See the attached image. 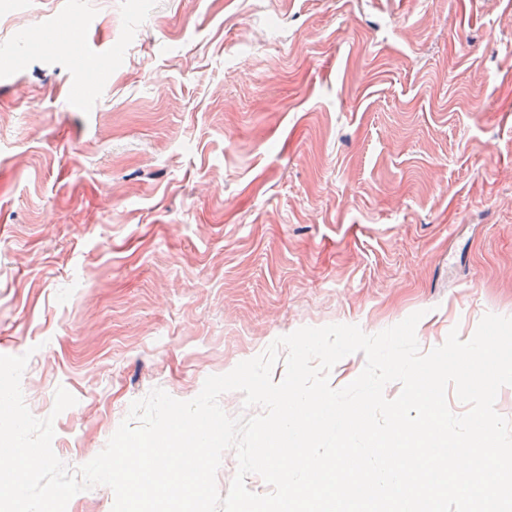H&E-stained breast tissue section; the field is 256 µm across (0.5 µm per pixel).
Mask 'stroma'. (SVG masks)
Segmentation results:
<instances>
[{
  "label": "stroma",
  "instance_id": "obj_1",
  "mask_svg": "<svg viewBox=\"0 0 512 512\" xmlns=\"http://www.w3.org/2000/svg\"><path fill=\"white\" fill-rule=\"evenodd\" d=\"M417 311L425 352L512 316V0H0V355L76 397L69 467L152 389Z\"/></svg>",
  "mask_w": 512,
  "mask_h": 512
}]
</instances>
